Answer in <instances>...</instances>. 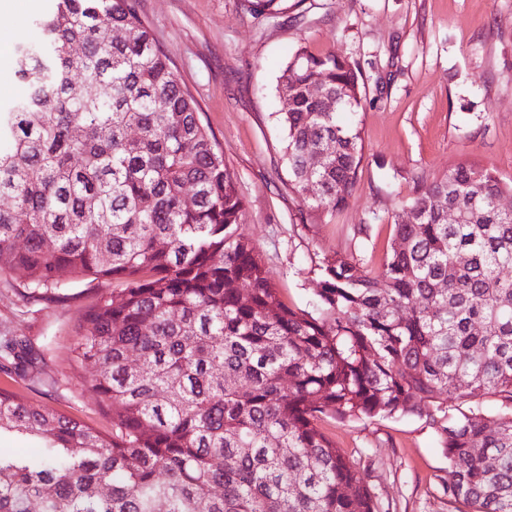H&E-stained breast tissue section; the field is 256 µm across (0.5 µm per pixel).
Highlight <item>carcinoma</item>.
I'll list each match as a JSON object with an SVG mask.
<instances>
[{"label":"carcinoma","mask_w":512,"mask_h":512,"mask_svg":"<svg viewBox=\"0 0 512 512\" xmlns=\"http://www.w3.org/2000/svg\"><path fill=\"white\" fill-rule=\"evenodd\" d=\"M38 28L14 49L23 93L0 105V271L23 270L31 298L121 283L74 350L112 434L0 388V435L37 442L0 450V512H376L323 415L425 418L448 498L512 512V215L496 208L512 182L460 163L421 184L378 268L326 253L312 311L294 310L134 0H52ZM363 92L334 52L300 47L280 77L290 185L317 215L356 190L362 144L342 114ZM2 360L36 365L18 340Z\"/></svg>","instance_id":"obj_1"}]
</instances>
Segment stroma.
Wrapping results in <instances>:
<instances>
[{"label":"stroma","mask_w":512,"mask_h":512,"mask_svg":"<svg viewBox=\"0 0 512 512\" xmlns=\"http://www.w3.org/2000/svg\"><path fill=\"white\" fill-rule=\"evenodd\" d=\"M135 6L198 101L245 203L244 232L291 308L310 309L323 254L357 252L359 225H368V253L380 265L418 182L462 162L512 180V0H278L265 15L245 0ZM47 7L16 0L0 13V103L21 92L14 48L35 36ZM302 46L347 56L365 83L352 118L362 142L357 190L318 219L289 186L277 114L278 78ZM26 283L23 272H0V340L25 337L41 356L40 375L0 371V388L111 433L73 349L82 317L112 283L74 280L66 297L32 304L21 299ZM319 426L363 473L378 512H458L444 491L448 461L424 419L326 416Z\"/></svg>","instance_id":"stroma-1"}]
</instances>
